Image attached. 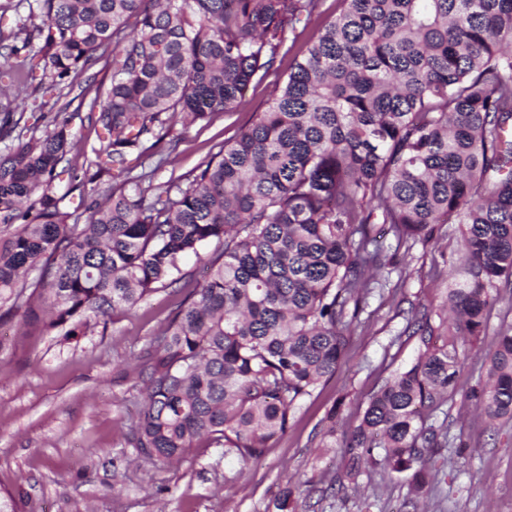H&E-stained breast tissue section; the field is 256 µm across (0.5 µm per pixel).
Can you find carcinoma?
Listing matches in <instances>:
<instances>
[{
  "instance_id": "cac0c4a2",
  "label": "carcinoma",
  "mask_w": 512,
  "mask_h": 512,
  "mask_svg": "<svg viewBox=\"0 0 512 512\" xmlns=\"http://www.w3.org/2000/svg\"><path fill=\"white\" fill-rule=\"evenodd\" d=\"M342 10L274 83L267 109L202 167L153 186L152 158L180 122L237 108L277 71L320 0H17L0 30V86L24 82L45 122L0 101V306L30 331L79 336L181 281L139 372L145 399L128 442L173 464L206 437L247 464L288 433L299 403L333 378L386 282L374 225L396 247L458 225L442 312L414 311L422 352L371 394L341 446L345 477L366 470L411 491L429 485L448 426L461 340L487 335L500 283L512 284V0H341ZM112 46V79L88 102L99 126L83 177L67 155L73 87ZM136 155L137 166L127 165ZM69 189L60 192V177ZM80 196L87 223L70 224ZM222 250H201L211 242ZM473 393L490 422H512V325Z\"/></svg>"
}]
</instances>
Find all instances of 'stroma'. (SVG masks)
Listing matches in <instances>:
<instances>
[{"mask_svg":"<svg viewBox=\"0 0 512 512\" xmlns=\"http://www.w3.org/2000/svg\"><path fill=\"white\" fill-rule=\"evenodd\" d=\"M91 75L110 83L111 52L59 99L71 117L69 157L78 170L98 143L81 97ZM287 75L280 64L275 76L249 87L235 110L184 129L154 185L206 164L267 108L275 80ZM457 246L452 227L409 250L384 238L395 262L394 295L367 298L368 325L352 337L335 376L299 405L287 435L245 466L205 438L173 467L139 459L127 442L142 404L140 356L177 300L172 291L115 310L107 324L89 323L71 341L54 331L22 336L17 319L0 321L7 344L0 352V491L10 492L22 512H275L273 502L291 479L304 512H512V424L490 427L470 399L484 381L487 342L469 353L453 399L437 413L449 425V447L428 496L412 500L405 477L386 483L372 470L358 477L357 488L341 487L342 439L322 436L333 405L356 420L386 369L415 360L418 345L404 333V313L442 303L446 285L433 273L446 269Z\"/></svg>","mask_w":512,"mask_h":512,"instance_id":"35a3bbf8","label":"stroma"}]
</instances>
